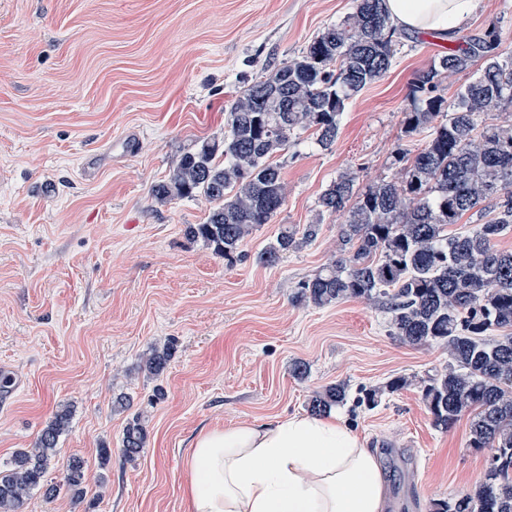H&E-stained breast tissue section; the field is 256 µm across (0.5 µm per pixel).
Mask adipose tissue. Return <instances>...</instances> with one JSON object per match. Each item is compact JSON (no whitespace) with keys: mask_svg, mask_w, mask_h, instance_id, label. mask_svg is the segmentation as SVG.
<instances>
[{"mask_svg":"<svg viewBox=\"0 0 512 512\" xmlns=\"http://www.w3.org/2000/svg\"><path fill=\"white\" fill-rule=\"evenodd\" d=\"M480 0H385L398 28L454 32ZM190 512H386L372 449L333 419L294 415L202 433L188 458Z\"/></svg>","mask_w":512,"mask_h":512,"instance_id":"1","label":"adipose tissue"}]
</instances>
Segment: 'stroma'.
Segmentation results:
<instances>
[{"label": "stroma", "instance_id": "stroma-1", "mask_svg": "<svg viewBox=\"0 0 512 512\" xmlns=\"http://www.w3.org/2000/svg\"><path fill=\"white\" fill-rule=\"evenodd\" d=\"M352 11L353 0H0V367L18 382L0 404V467L63 406L59 457L90 465L83 499L35 490L19 512H190L200 433L308 414L313 392L336 383L348 397L333 413L378 453L390 512H433L482 480L490 451L468 448V419L436 428L421 399L419 382L448 362L442 348L401 343L363 298L291 301L341 255L345 217L321 211V193L344 172L359 193L399 180L398 154L425 141L405 131L409 85L452 39L403 33L390 70L347 101L330 148L306 131L278 157L285 203L235 260L184 234L206 220L204 195L151 194L182 153L223 141L236 96ZM492 24L512 57V0H481L457 32ZM128 132L138 152H113ZM315 222L316 239L256 262L281 226ZM170 340L167 369L148 377L145 357ZM399 376L407 387L366 403ZM140 411L148 443L130 460L123 429Z\"/></svg>", "mask_w": 512, "mask_h": 512}]
</instances>
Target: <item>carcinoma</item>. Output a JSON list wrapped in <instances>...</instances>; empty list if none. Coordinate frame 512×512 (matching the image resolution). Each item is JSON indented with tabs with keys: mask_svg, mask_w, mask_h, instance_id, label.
<instances>
[{
	"mask_svg": "<svg viewBox=\"0 0 512 512\" xmlns=\"http://www.w3.org/2000/svg\"><path fill=\"white\" fill-rule=\"evenodd\" d=\"M353 4L346 20L236 97L222 143L204 141L184 153L168 179L153 186L161 202L197 194L214 202L204 223L186 225L189 239L234 259L240 242L284 205L286 186L272 158L302 130L333 145L346 101L391 68L399 36L384 0ZM499 47L494 28L461 36L416 75L410 94L417 108L406 113L405 126L409 133L430 128L428 140L406 160L398 182L381 180L358 195L352 173L330 183L319 207L346 215L339 229L344 256L299 282L292 296L315 307L364 298L388 314L390 335L400 342L448 351V368L424 381L421 399L435 427L446 430L466 416L468 447L494 452L483 480L436 504V512H512V251L497 247L512 231V127L481 120L512 106V58H502ZM478 61L480 75L446 102L438 94L441 80ZM472 210L486 220L467 234H448ZM319 229L281 228L256 262L276 265ZM490 330L501 336L486 338ZM174 353L170 343L153 348L144 370L160 376ZM346 397L344 385H329L310 400L309 411L325 414ZM70 419L69 408L57 410L33 447L17 451L0 471V512H17L34 489L53 498L64 487L82 498L88 464L80 457L63 463V485H45ZM147 439L137 414L124 427L123 455L140 456Z\"/></svg>",
	"mask_w": 512,
	"mask_h": 512,
	"instance_id": "obj_1",
	"label": "carcinoma"
}]
</instances>
